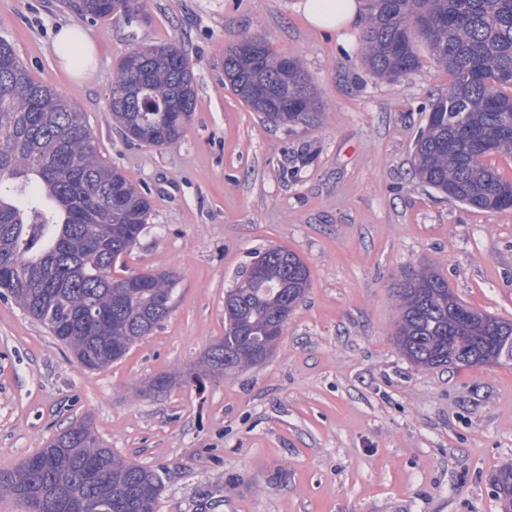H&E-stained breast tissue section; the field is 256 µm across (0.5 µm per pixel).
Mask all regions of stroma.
<instances>
[{
  "label": "stroma",
  "mask_w": 512,
  "mask_h": 512,
  "mask_svg": "<svg viewBox=\"0 0 512 512\" xmlns=\"http://www.w3.org/2000/svg\"><path fill=\"white\" fill-rule=\"evenodd\" d=\"M303 3L145 0L148 22L93 23L79 0H0V38L81 108L100 156L150 191L148 224L116 275L178 278L162 325L98 371L0 295V470L87 420L159 474L157 512H501L491 479L512 464V363L423 369L392 333L394 285L419 267L512 320V211L448 201L414 178L416 137L451 81L425 44L418 72L374 78L363 22L327 36ZM64 23L99 50L81 80L53 48ZM246 36L301 60L318 124L269 127L225 87L224 52ZM168 42L193 64L196 109L178 143L129 145L108 107L113 68L138 44ZM278 246L311 283L273 353L201 388L184 382L224 335L227 289ZM161 375L173 384L150 390Z\"/></svg>",
  "instance_id": "stroma-1"
}]
</instances>
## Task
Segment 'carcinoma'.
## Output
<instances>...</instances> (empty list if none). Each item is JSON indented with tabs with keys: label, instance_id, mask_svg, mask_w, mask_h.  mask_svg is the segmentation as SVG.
Masks as SVG:
<instances>
[{
	"label": "carcinoma",
	"instance_id": "cac0c4a2",
	"mask_svg": "<svg viewBox=\"0 0 512 512\" xmlns=\"http://www.w3.org/2000/svg\"><path fill=\"white\" fill-rule=\"evenodd\" d=\"M82 15L147 20L142 0H81ZM451 82L430 105L413 166L425 185L472 208L512 210V181L484 158L512 153V0H369L361 33L370 73L400 80L420 67L416 40ZM224 85L264 121L290 129L318 122L315 89L299 60L224 55ZM109 108L131 145L177 143L181 114L196 108L193 67L174 43L135 47L110 78ZM147 194L98 153L84 113L56 88L35 80L0 39V293L44 325L78 364L102 369L158 328L178 284L171 272L116 277L120 257L150 217ZM228 290L224 337L195 370L217 376L260 363L273 351L310 284L294 251L272 247L254 257ZM394 340L415 366H476L512 361V320L460 300L438 272L421 268L397 284ZM48 465L0 470V495L26 512H155L159 476L117 457L80 422L45 446ZM503 512H512V466L492 478Z\"/></svg>",
	"mask_w": 512,
	"mask_h": 512
}]
</instances>
